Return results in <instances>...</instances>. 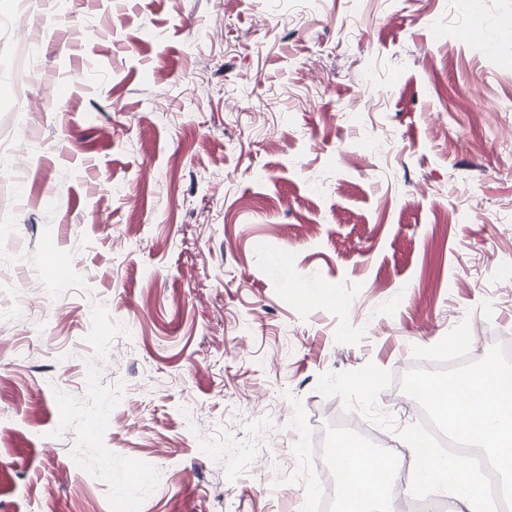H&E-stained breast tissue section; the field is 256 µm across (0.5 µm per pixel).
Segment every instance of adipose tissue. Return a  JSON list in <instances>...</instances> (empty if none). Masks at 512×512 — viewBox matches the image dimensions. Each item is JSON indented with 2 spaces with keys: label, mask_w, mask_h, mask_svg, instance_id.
Returning a JSON list of instances; mask_svg holds the SVG:
<instances>
[{
  "label": "adipose tissue",
  "mask_w": 512,
  "mask_h": 512,
  "mask_svg": "<svg viewBox=\"0 0 512 512\" xmlns=\"http://www.w3.org/2000/svg\"><path fill=\"white\" fill-rule=\"evenodd\" d=\"M345 454L347 460L342 467L353 489L343 494L339 512H395L390 482L369 465L366 452L349 448Z\"/></svg>",
  "instance_id": "obj_1"
}]
</instances>
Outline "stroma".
Masks as SVG:
<instances>
[{
	"label": "stroma",
	"mask_w": 512,
	"mask_h": 512,
	"mask_svg": "<svg viewBox=\"0 0 512 512\" xmlns=\"http://www.w3.org/2000/svg\"><path fill=\"white\" fill-rule=\"evenodd\" d=\"M508 127L512 0L0 15V512H336L338 418L512 339Z\"/></svg>",
	"instance_id": "obj_1"
}]
</instances>
